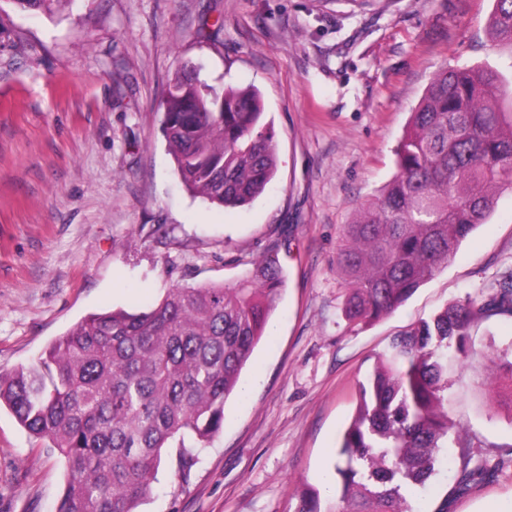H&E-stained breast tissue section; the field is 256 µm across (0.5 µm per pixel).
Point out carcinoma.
I'll return each instance as SVG.
<instances>
[{"instance_id":"obj_1","label":"carcinoma","mask_w":512,"mask_h":512,"mask_svg":"<svg viewBox=\"0 0 512 512\" xmlns=\"http://www.w3.org/2000/svg\"><path fill=\"white\" fill-rule=\"evenodd\" d=\"M51 12L64 0H11ZM493 38L512 47V0H493ZM489 66L443 68L411 113L396 173L345 225L336 269L353 326L393 313L448 267L462 241L512 190V111ZM253 88L221 91L196 70L169 85L161 127L185 188L219 207L244 206L277 170L273 126ZM234 284L171 289L138 311L93 313L55 340L37 364L0 374L6 406L36 444L66 465L57 512H138L152 495L162 457L180 470L224 426V410L265 337L284 290L277 254L251 262ZM512 317V274L487 298L468 296L395 337L359 384L355 415L333 464L336 498L305 485L294 512H412L406 492L425 488L460 448L455 491L495 476L475 434L448 421V360L477 354L480 316ZM492 381L508 384L512 341L496 352Z\"/></svg>"}]
</instances>
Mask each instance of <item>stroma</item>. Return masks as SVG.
Instances as JSON below:
<instances>
[{"mask_svg":"<svg viewBox=\"0 0 512 512\" xmlns=\"http://www.w3.org/2000/svg\"><path fill=\"white\" fill-rule=\"evenodd\" d=\"M492 0H66L55 12L0 0V374L36 364L85 316L170 288L235 282L277 253L286 275L268 334L241 374L222 431L179 473L168 452L141 512H294L321 487L358 385L392 339L512 273V191L401 307L367 325L342 313L344 224L394 173L410 114L441 68L489 65L512 91V48L490 34ZM207 84L256 88L277 172L249 206L217 208L181 183L161 103L187 66ZM448 415L482 454L512 452V408L491 401V344L512 318H478ZM64 465L0 408V512H56ZM415 512L512 502V461Z\"/></svg>","mask_w":512,"mask_h":512,"instance_id":"1","label":"stroma"}]
</instances>
